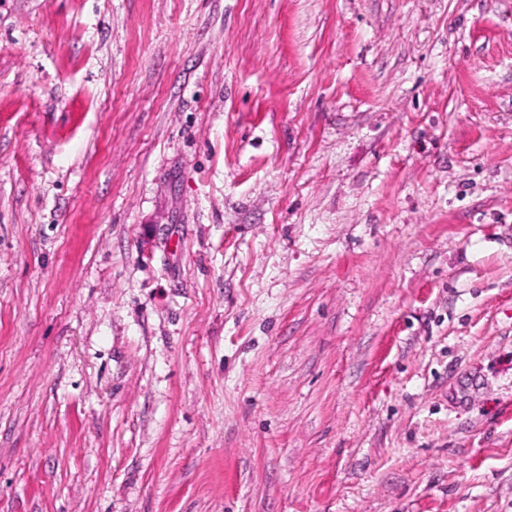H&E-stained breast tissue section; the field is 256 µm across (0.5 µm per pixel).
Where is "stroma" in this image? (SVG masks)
<instances>
[{
  "label": "stroma",
  "mask_w": 512,
  "mask_h": 512,
  "mask_svg": "<svg viewBox=\"0 0 512 512\" xmlns=\"http://www.w3.org/2000/svg\"><path fill=\"white\" fill-rule=\"evenodd\" d=\"M0 512H512V0H0Z\"/></svg>",
  "instance_id": "35a3bbf8"
}]
</instances>
